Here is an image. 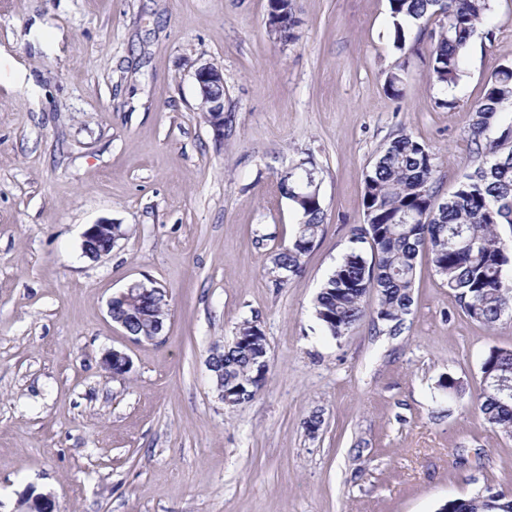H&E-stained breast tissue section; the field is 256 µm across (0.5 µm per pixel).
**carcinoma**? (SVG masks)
Instances as JSON below:
<instances>
[{
	"label": "carcinoma",
	"mask_w": 512,
	"mask_h": 512,
	"mask_svg": "<svg viewBox=\"0 0 512 512\" xmlns=\"http://www.w3.org/2000/svg\"><path fill=\"white\" fill-rule=\"evenodd\" d=\"M393 45L401 51L406 33L418 27L416 42L428 52V78L450 92L465 76L470 39L493 11L494 0H388ZM275 37L297 39L294 0H269ZM512 101V64L487 79L480 102L471 111V142L484 160L464 174L442 202L436 201V157L416 137L402 133L379 153L364 173L365 227L351 238L349 251L324 281L314 302L319 324L334 338L346 335L366 315L367 301L377 298L374 327L401 331L412 304L416 260L423 250L437 275L472 320L493 326L512 312V119L502 107ZM301 219L288 248L276 255L280 272L296 274L312 251L325 221L315 171L305 165L292 173L283 190ZM124 325L144 336L152 321H165V292L151 289L144 305H119ZM257 321H243L241 341L224 345V391H235L229 407L252 401L263 387L257 358L267 339L255 333ZM485 388L479 410L490 428L512 437V352L491 350L483 359ZM497 512H512V498L493 486L448 501L446 512H483L486 502Z\"/></svg>",
	"instance_id": "carcinoma-1"
}]
</instances>
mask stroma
Segmentation results:
<instances>
[{
	"instance_id": "stroma-1",
	"label": "stroma",
	"mask_w": 512,
	"mask_h": 512,
	"mask_svg": "<svg viewBox=\"0 0 512 512\" xmlns=\"http://www.w3.org/2000/svg\"><path fill=\"white\" fill-rule=\"evenodd\" d=\"M267 14L268 0H0V512L31 493L60 512H439L488 485L512 495V437L478 410L512 317L472 321L424 254L400 335L366 317L336 340L313 315L383 147L424 142L443 199L478 165L471 110L512 64V0H494L450 109L426 52L394 48L388 0H296L286 44ZM197 59L224 71L220 139L196 109ZM18 67L41 105L14 90ZM305 159L326 218L281 286L274 258L300 216L280 177ZM101 219L124 235L92 260L83 233ZM133 281L166 294L156 340L108 315ZM251 318L269 370L230 408L206 360ZM113 349L125 374L102 364Z\"/></svg>"
}]
</instances>
